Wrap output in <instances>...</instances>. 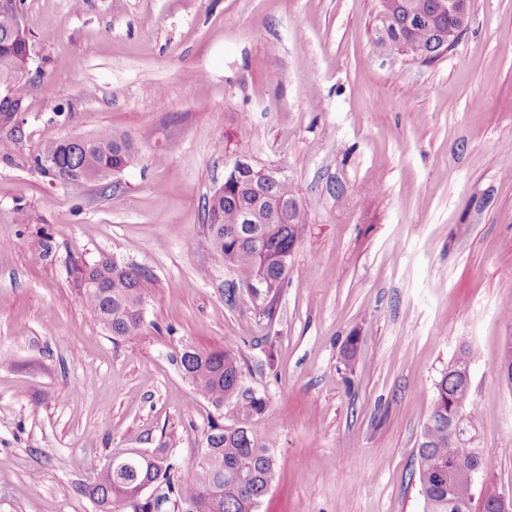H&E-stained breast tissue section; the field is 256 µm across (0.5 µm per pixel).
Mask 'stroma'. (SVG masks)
Returning <instances> with one entry per match:
<instances>
[{
  "instance_id": "obj_1",
  "label": "stroma",
  "mask_w": 512,
  "mask_h": 512,
  "mask_svg": "<svg viewBox=\"0 0 512 512\" xmlns=\"http://www.w3.org/2000/svg\"><path fill=\"white\" fill-rule=\"evenodd\" d=\"M378 0H25L29 92L0 130V512H97L90 461L169 441L196 463L213 412L176 361L236 350L266 400L276 476L257 512H423L417 448L460 345L487 464L512 498V0H472L430 63L391 50ZM136 139L74 192L43 143ZM313 200L273 317L208 242L231 154ZM151 271L137 340L79 302L73 262ZM356 337L345 359L348 337Z\"/></svg>"
}]
</instances>
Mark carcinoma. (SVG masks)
<instances>
[{
  "mask_svg": "<svg viewBox=\"0 0 512 512\" xmlns=\"http://www.w3.org/2000/svg\"><path fill=\"white\" fill-rule=\"evenodd\" d=\"M381 28L396 49L423 62L440 56L441 35L448 32V12L438 0H379ZM29 41L13 8L0 6V87L9 85L27 97ZM138 160L135 141L110 128L71 141L46 144L35 163L80 192L95 179L116 176ZM312 203L302 200L284 179L257 192L236 185L206 205L210 245L237 271L240 282H258L277 297L287 266L281 258L301 239ZM72 285L83 306L115 340L132 342L142 331L143 305L155 288L153 274L144 267L123 264L102 256L70 268ZM182 373L214 410L203 440L205 457L183 463L168 442L152 449L158 463L148 465L132 449L117 458L114 468L97 463L88 467L89 481L78 487L99 508L112 512L116 504L132 503V512H256L271 487L275 459L271 437H258L254 421L266 408L265 399L245 387L240 357L233 350L206 352L185 346L176 356ZM232 423H224V407ZM460 410L474 425L477 409L460 373L449 366L434 383V401L418 446L419 484L426 512H471L473 483L469 470L477 465L481 448L459 439L450 412ZM153 483L169 507L158 510L137 496L141 484Z\"/></svg>",
  "mask_w": 512,
  "mask_h": 512,
  "instance_id": "obj_1",
  "label": "carcinoma"
}]
</instances>
